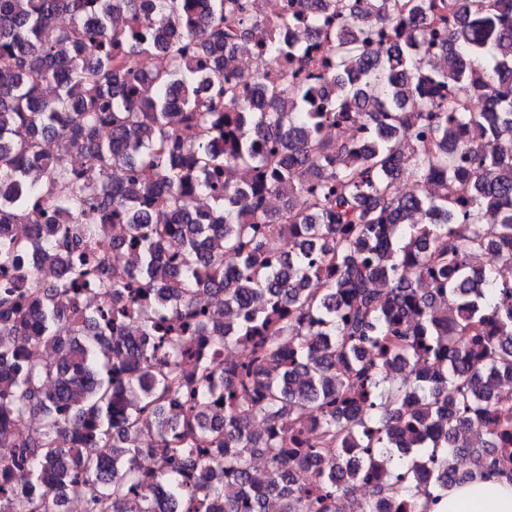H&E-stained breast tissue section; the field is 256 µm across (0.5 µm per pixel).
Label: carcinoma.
<instances>
[{
  "label": "carcinoma",
  "instance_id": "1",
  "mask_svg": "<svg viewBox=\"0 0 512 512\" xmlns=\"http://www.w3.org/2000/svg\"><path fill=\"white\" fill-rule=\"evenodd\" d=\"M204 3L0 0V225L56 271L0 283V512H437L512 481V282L472 273L512 261V0ZM105 211L136 266L91 250Z\"/></svg>",
  "mask_w": 512,
  "mask_h": 512
}]
</instances>
